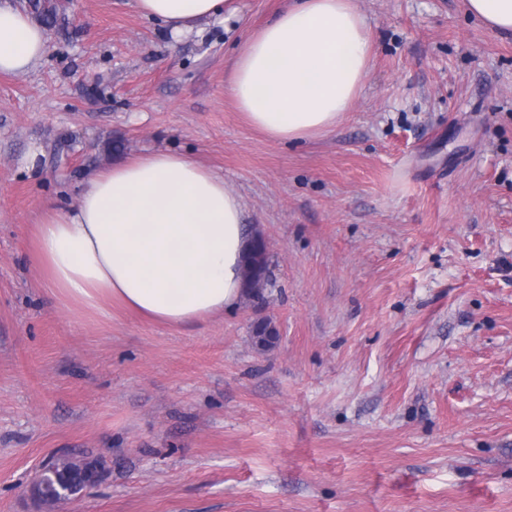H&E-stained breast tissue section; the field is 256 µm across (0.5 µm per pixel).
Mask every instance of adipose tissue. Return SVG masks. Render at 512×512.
Wrapping results in <instances>:
<instances>
[{
  "instance_id": "1",
  "label": "adipose tissue",
  "mask_w": 512,
  "mask_h": 512,
  "mask_svg": "<svg viewBox=\"0 0 512 512\" xmlns=\"http://www.w3.org/2000/svg\"><path fill=\"white\" fill-rule=\"evenodd\" d=\"M469 14L512 35V0H465ZM171 36L220 20L232 0H135ZM46 29L0 4V74L23 75L48 54ZM370 35L354 0H292L252 33L226 91L268 139L335 129L358 99ZM253 234L223 175L189 155L155 150L99 171L75 203H47L35 228V267L54 295L101 311L119 302L168 325L200 323L238 305L241 260Z\"/></svg>"
}]
</instances>
